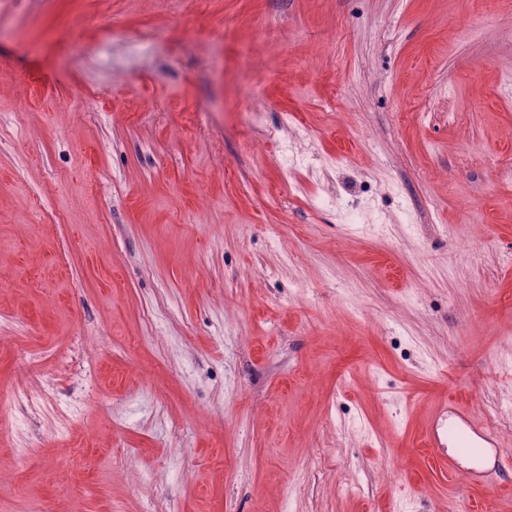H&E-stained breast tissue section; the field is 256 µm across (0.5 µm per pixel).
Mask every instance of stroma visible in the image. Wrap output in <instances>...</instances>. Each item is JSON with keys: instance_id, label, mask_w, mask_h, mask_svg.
<instances>
[{"instance_id": "obj_1", "label": "stroma", "mask_w": 512, "mask_h": 512, "mask_svg": "<svg viewBox=\"0 0 512 512\" xmlns=\"http://www.w3.org/2000/svg\"><path fill=\"white\" fill-rule=\"evenodd\" d=\"M449 400L512 452V0H0V512H512ZM442 416L448 421L447 427L441 432L442 437L446 438V443L451 440L457 441V447L469 455H479L481 448L496 447L492 433L471 420L458 404H448L446 401ZM442 437L436 428L432 440L434 447H443Z\"/></svg>"}]
</instances>
